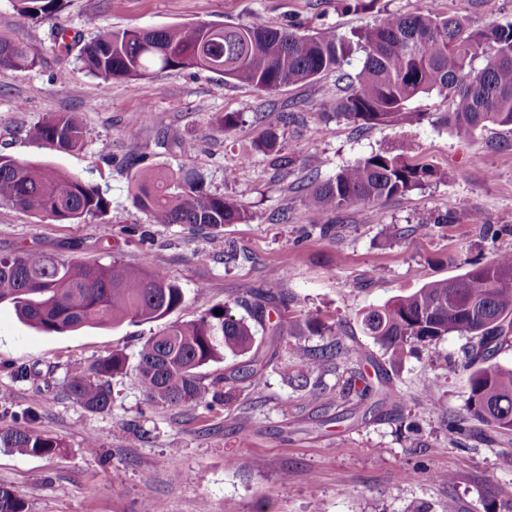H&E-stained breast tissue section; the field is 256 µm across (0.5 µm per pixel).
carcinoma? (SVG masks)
Listing matches in <instances>:
<instances>
[{"label": "carcinoma", "instance_id": "1", "mask_svg": "<svg viewBox=\"0 0 512 512\" xmlns=\"http://www.w3.org/2000/svg\"><path fill=\"white\" fill-rule=\"evenodd\" d=\"M32 19L48 20L63 9V0H17ZM364 52L359 72L342 71L355 50ZM484 54L476 69L472 62ZM88 71L107 85L114 79L140 80L166 70L207 69L224 82H246L262 93L313 82L336 71L341 93L325 100L327 110L372 128L387 123L413 124L424 113L412 103L432 92L449 99L452 108L440 122L459 133L487 124L512 125V23L472 29L466 21L436 10L388 16L346 39L317 32L300 34L266 24H186L155 29L103 30L81 49ZM37 60L28 50L0 36V70L26 69ZM241 122L226 112L202 131L230 134ZM36 143L61 151L83 147L87 130L71 113H51L28 130ZM269 165L286 170L292 159L282 152L274 129L256 143ZM446 173L431 164L389 152L372 153L340 169L326 181L312 180L303 205L310 224L329 231L333 211L369 205L441 183ZM133 204L155 224H183L213 233L226 224L248 219L235 199L213 193L194 171L169 174L144 166L133 179ZM0 205H8L59 223L79 224L105 214L110 201L99 188L62 170L0 154ZM182 289L172 277L144 263L139 267L65 261L41 252L0 254V303L13 304L18 318L46 334L63 335L83 327H116L163 320L182 304ZM288 296L256 289L237 302L247 316L237 317L226 306L206 311L191 322H170L150 337L138 353L136 371L141 389L153 404L187 407L212 400L229 401L238 384L262 391L265 370L279 359L284 337L270 311L287 308ZM367 336L396 359L418 346H431L457 333L469 338L464 369L468 374L467 412L479 423L482 440L490 443L512 435V369L492 359L512 338V251L501 252L484 265L474 264L452 279L433 281L394 297L361 315ZM300 330L326 336L315 348L288 344L295 362L288 381L318 399L327 386L323 375L340 369L353 349L344 334L321 317L308 316ZM241 357L237 366L212 380L203 369L226 357ZM128 357L120 351L96 360L68 376V394L83 408L103 412L112 401L111 380L123 373ZM377 384L350 374L342 394L359 399L354 408L336 415L339 422L369 413L375 404L397 399L383 368L374 366ZM224 391H219V388ZM62 440L25 426L0 428V448H16L36 456L56 454ZM0 512H30L28 502L0 484Z\"/></svg>", "mask_w": 512, "mask_h": 512}]
</instances>
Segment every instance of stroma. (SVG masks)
<instances>
[{
	"label": "stroma",
	"mask_w": 512,
	"mask_h": 512,
	"mask_svg": "<svg viewBox=\"0 0 512 512\" xmlns=\"http://www.w3.org/2000/svg\"><path fill=\"white\" fill-rule=\"evenodd\" d=\"M427 8L465 18L473 27L512 22V0H362L355 11L340 0H64L55 20L21 14L0 0V35L26 45L37 64L0 71V154L37 160L97 186L108 212L61 224L0 207V254L49 252L64 260L138 265L166 271L184 293L174 319L189 321L215 306L234 308L263 286L290 299L284 319L321 314L340 322L355 351L351 370L385 367L396 400L366 420L336 423L353 403L326 373L327 396L295 390L282 365L265 372L264 389L241 388L230 404L208 408L150 404L135 368L112 380L108 410L81 407L63 390L67 371L119 350L136 359L162 322H124L48 335L0 304V426L30 425L62 439L51 456L0 448V483L26 498L32 512H507L512 507V444L460 439L446 416H466L467 337L450 334L394 364L365 336L360 314L434 280L463 274L512 251V128L488 125L460 134L439 123L448 110L433 93L415 101L423 121L360 129L326 116L335 75L264 94L225 82L203 69L166 71L141 80L101 85L80 52L100 30L162 28L198 22L266 23L299 33L340 36ZM67 31L68 49L51 33ZM52 112L76 115L89 132L83 150L69 153L30 142L27 131ZM242 113L237 131L211 138L200 132L217 116ZM299 118L283 123L282 113ZM295 164L288 175L270 169L253 144L268 129ZM177 131L193 143L167 141ZM390 152L447 171L445 182L373 206L332 214V228L311 227L297 192L310 175L327 179L375 152ZM146 165L200 173L213 192L237 199L249 223L212 235L155 224L129 193V156ZM237 171L235 181L225 169ZM484 221L472 223L473 213ZM429 222L428 233L395 237L396 228ZM137 226L138 234L126 229ZM246 257L224 263V243ZM440 381L427 401L425 390ZM135 424L143 432L133 439ZM98 446L85 447L87 435ZM450 474L451 482L435 480Z\"/></svg>",
	"instance_id": "obj_1"
}]
</instances>
